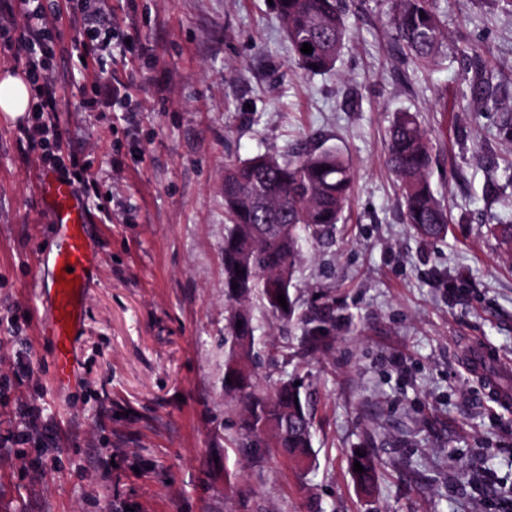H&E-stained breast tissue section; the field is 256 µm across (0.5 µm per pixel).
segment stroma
Listing matches in <instances>:
<instances>
[{"label": "stroma", "instance_id": "obj_1", "mask_svg": "<svg viewBox=\"0 0 512 512\" xmlns=\"http://www.w3.org/2000/svg\"><path fill=\"white\" fill-rule=\"evenodd\" d=\"M348 37L330 72L299 68L268 0H108L149 48H101L83 70L78 45L93 0H44L65 93L53 153L97 187L86 203L100 255L76 355L80 381L52 385V247L32 187L37 112L0 113V433L17 394L59 433L0 449V512H512V409L468 374L469 342L512 361V265L488 234L512 224V141L480 109L469 59L512 84V6L439 0L447 33L429 66L406 55L390 0H341ZM127 85L136 110L113 111ZM417 114L433 142L430 185L448 233L406 224L387 165L396 113ZM338 149L354 173L343 223L310 244L296 273L299 308L255 311L266 389L311 394L315 459L298 468L242 440L224 394V164L259 153ZM121 154L122 169L111 158ZM24 360L32 378L14 388ZM379 465L364 494L351 457ZM119 452L105 474L102 456ZM40 471L30 482L23 465Z\"/></svg>", "mask_w": 512, "mask_h": 512}]
</instances>
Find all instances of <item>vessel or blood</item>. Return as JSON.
Returning a JSON list of instances; mask_svg holds the SVG:
<instances>
[{"label":"vessel or blood","instance_id":"obj_1","mask_svg":"<svg viewBox=\"0 0 512 512\" xmlns=\"http://www.w3.org/2000/svg\"><path fill=\"white\" fill-rule=\"evenodd\" d=\"M39 197L43 209L55 227L56 244L46 260L53 268L69 269L73 289H60L51 282L45 293L51 307V317L42 327L43 336L52 346L53 378L56 387L66 388L76 382L74 347L75 331L81 328L85 301L98 270L97 254L89 233V213L86 204L71 184L55 173L45 171L37 176ZM467 366L474 376L489 383V391L502 406L512 405V389L502 385L503 375L512 372V363L496 359L486 349L471 346Z\"/></svg>","mask_w":512,"mask_h":512}]
</instances>
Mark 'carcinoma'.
I'll use <instances>...</instances> for the list:
<instances>
[{
	"mask_svg": "<svg viewBox=\"0 0 512 512\" xmlns=\"http://www.w3.org/2000/svg\"><path fill=\"white\" fill-rule=\"evenodd\" d=\"M277 11L299 67L310 74L333 70L346 37L340 0H277ZM391 21L411 57L422 64L435 59L444 39L438 0H394ZM305 43L312 53L301 52ZM472 68L478 102H493L501 111V129L512 133V105L504 103L507 88L492 85L480 56L472 57ZM388 164L399 184L406 223L422 238L447 234L448 217L428 183L431 142L407 112L393 123ZM352 182L348 162L332 149L286 159L260 153L224 168V293L231 304L224 370L231 382L224 383V392L243 406V438L266 433L272 447L303 468L314 458L313 416L299 386L287 381L269 393L255 379L250 363L256 325L250 304L260 302L274 317L293 314L291 288L305 248L329 237L342 222ZM489 232L512 262V224H495ZM280 294L285 308L277 301ZM352 459L364 468L355 473L357 482L371 490L377 477L373 458L355 454Z\"/></svg>",
	"mask_w": 512,
	"mask_h": 512,
	"instance_id": "1",
	"label": "carcinoma"
}]
</instances>
